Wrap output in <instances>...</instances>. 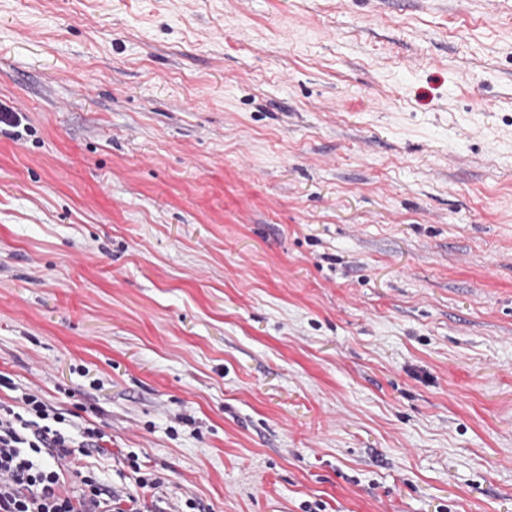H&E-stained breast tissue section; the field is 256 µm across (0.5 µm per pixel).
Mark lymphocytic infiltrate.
I'll return each instance as SVG.
<instances>
[{"label": "lymphocytic infiltrate", "mask_w": 512, "mask_h": 512, "mask_svg": "<svg viewBox=\"0 0 512 512\" xmlns=\"http://www.w3.org/2000/svg\"><path fill=\"white\" fill-rule=\"evenodd\" d=\"M21 409L0 404V512H141L135 480L128 493L74 469L76 455H90L103 435L84 427L79 437L61 430L65 418L35 392L24 394Z\"/></svg>", "instance_id": "1"}]
</instances>
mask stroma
<instances>
[{"label":"stroma","instance_id":"stroma-1","mask_svg":"<svg viewBox=\"0 0 512 512\" xmlns=\"http://www.w3.org/2000/svg\"><path fill=\"white\" fill-rule=\"evenodd\" d=\"M0 402L144 512H512V0H0Z\"/></svg>","mask_w":512,"mask_h":512}]
</instances>
